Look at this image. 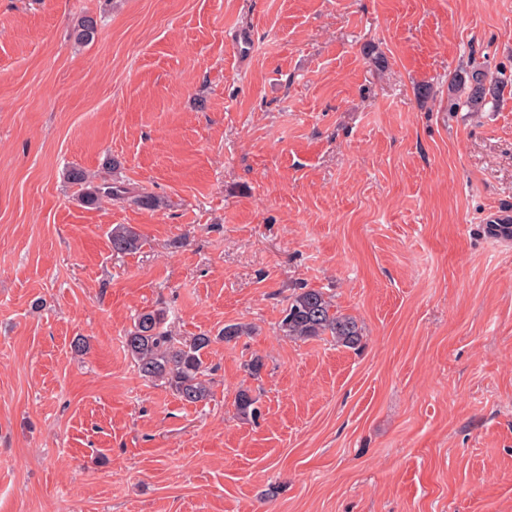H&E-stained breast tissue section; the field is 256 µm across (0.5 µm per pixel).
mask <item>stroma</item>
Wrapping results in <instances>:
<instances>
[{
	"label": "stroma",
	"mask_w": 512,
	"mask_h": 512,
	"mask_svg": "<svg viewBox=\"0 0 512 512\" xmlns=\"http://www.w3.org/2000/svg\"><path fill=\"white\" fill-rule=\"evenodd\" d=\"M506 215L512 0H0V512H512ZM302 288L360 349L280 336ZM155 308L253 327L208 403L127 354ZM498 81H488L486 75L480 70H474L471 74V83L467 87L466 104L470 107H479L486 102L487 97L494 98L499 92ZM65 177L68 183L81 187V202L86 206H96L103 197H117L124 192L120 186H112V183L95 184L89 178L87 172L78 167H71L66 170ZM112 251L121 254L134 253L142 249L144 241L131 227L119 224L110 233Z\"/></svg>",
	"instance_id": "stroma-1"
}]
</instances>
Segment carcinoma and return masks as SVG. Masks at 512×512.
I'll return each mask as SVG.
<instances>
[{
	"label": "carcinoma",
	"instance_id": "1",
	"mask_svg": "<svg viewBox=\"0 0 512 512\" xmlns=\"http://www.w3.org/2000/svg\"><path fill=\"white\" fill-rule=\"evenodd\" d=\"M96 34L97 21L91 16L80 18L73 30L74 40L78 43L89 42ZM499 88V82L489 81L482 71L475 70L471 74L466 104L479 107L487 97H495ZM65 177L68 183L81 187V202L87 206H95L104 197H117L122 193L121 187L108 182L94 183L87 172L78 167L66 170ZM110 244L112 251L127 254L141 250L144 241L132 228L119 224L112 228ZM279 331L295 340L330 335L337 344L351 349L360 347L363 340L357 320L337 313L325 292L311 288H302L290 297ZM124 340L128 355L143 377L161 383L188 404L210 398L204 354L213 337L201 333L188 340L176 339L168 329L166 310L159 308L139 313ZM256 403L257 399L249 391H239L235 399L238 415L243 419L257 417Z\"/></svg>",
	"mask_w": 512,
	"mask_h": 512
}]
</instances>
